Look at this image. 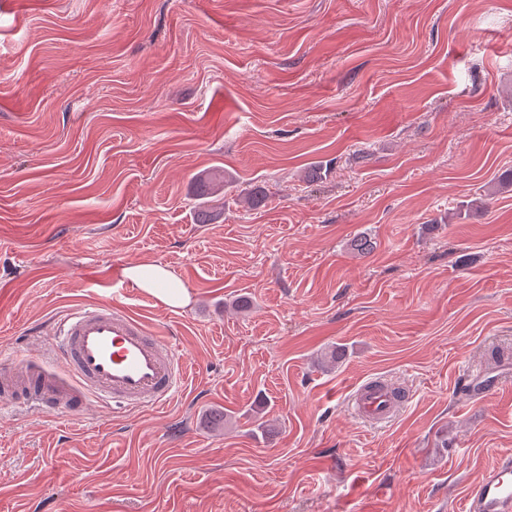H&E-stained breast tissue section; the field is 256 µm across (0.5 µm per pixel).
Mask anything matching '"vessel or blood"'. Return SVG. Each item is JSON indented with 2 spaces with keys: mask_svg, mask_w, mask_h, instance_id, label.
Wrapping results in <instances>:
<instances>
[{
  "mask_svg": "<svg viewBox=\"0 0 512 512\" xmlns=\"http://www.w3.org/2000/svg\"><path fill=\"white\" fill-rule=\"evenodd\" d=\"M52 351L63 369L31 362L0 371V392L45 409L74 413L89 398L124 410L157 409L174 398L184 363L173 339L159 335L125 310L103 300L73 310L53 329ZM405 401L390 384L371 379L351 395V417L378 426L391 421ZM464 512H512V454H501L465 495Z\"/></svg>",
  "mask_w": 512,
  "mask_h": 512,
  "instance_id": "1",
  "label": "vessel or blood"
}]
</instances>
